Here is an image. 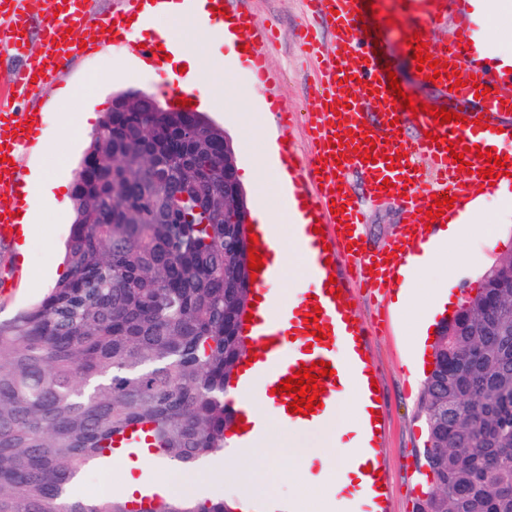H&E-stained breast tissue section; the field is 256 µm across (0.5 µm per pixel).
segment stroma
Instances as JSON below:
<instances>
[{"label":"stroma","instance_id":"stroma-1","mask_svg":"<svg viewBox=\"0 0 512 512\" xmlns=\"http://www.w3.org/2000/svg\"><path fill=\"white\" fill-rule=\"evenodd\" d=\"M224 2L228 12L245 9L252 13L258 35L251 38L250 44L255 52L265 56L269 77L252 78L238 54L237 41L220 36L203 39L202 48L209 55L210 79L221 87L225 100L223 108L207 110L206 115L223 128L234 147L237 175L243 181L249 209H256L261 202L274 208L278 205L275 195L270 193L265 200H258L251 180L254 172L265 169L267 159L280 157L283 132L276 114L270 110L271 101H279L293 113L292 145L301 161L311 157L306 121L315 104V73L296 45V32L313 22L305 12L303 0ZM415 21V16L406 12L403 0H377L375 11L364 13L362 23L385 26L383 47L392 58L397 77L411 88L416 99L436 107L456 108L459 102L448 92L419 80L412 62L402 51V34ZM112 59L121 63L122 77L100 87L93 83L102 66L100 59L78 56L64 65L61 85L45 91V100L55 101L56 106L44 113V139L34 142L22 156L25 172L39 171L50 178L74 181L75 167L89 140L65 134V121L89 108L97 116H104L112 108L115 93L121 90L155 93L157 79L142 67L132 47L113 50ZM63 85H78L82 91L62 98L58 92ZM347 181L366 213L362 232L367 248L379 253L387 251L402 223L400 198L394 196L380 204L372 203L364 174L354 169L349 171ZM73 204L71 189L57 190L54 210L43 217L28 251L9 261L0 259V320H10L38 303L63 273V250L74 220ZM511 252L512 223L495 225L493 238L475 233L449 250L446 257L436 260L423 274V284L429 290L445 289L454 303H461L464 293L474 291L483 274ZM347 286L355 317L367 320L372 327L371 350L389 421L383 456L391 475L393 509L412 512L414 487L425 470L421 450L427 440L421 413L424 381L407 365L408 345L417 331L416 316L400 311L392 293L372 297L356 275H349Z\"/></svg>","mask_w":512,"mask_h":512}]
</instances>
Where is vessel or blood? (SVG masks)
I'll list each match as a JSON object with an SVG mask.
<instances>
[{
	"label": "vessel or blood",
	"instance_id": "b4317fda",
	"mask_svg": "<svg viewBox=\"0 0 512 512\" xmlns=\"http://www.w3.org/2000/svg\"><path fill=\"white\" fill-rule=\"evenodd\" d=\"M111 16L99 19L96 38H86L88 19L94 12V0H62L57 14L40 30L31 23L39 0H6L0 7V52L21 59L9 82L10 89L20 97L37 98L46 84L57 79V69L80 51L93 54L110 41L113 33L123 29L130 19L154 24L171 17L174 11L199 13L209 25L229 26L240 32H250V13L241 11L226 16L224 0H116ZM358 0H305L307 14L329 23L335 46L324 51L318 33L306 28L299 34L301 47L311 61L317 81L314 87L316 105L308 116L312 145L310 168L294 162L295 152L284 146L285 166L300 204L303 223L294 225L293 240L303 262L306 276L315 283V291L301 288L288 305H279L270 295L268 286L279 279L282 267L276 259L278 233L275 225L254 224L251 234L256 237V249L264 256L253 283L256 298L251 323L245 333L264 342L265 347L248 365L239 370L237 381L248 386L256 374H264L268 388L279 387L302 365L317 361L328 362L331 375L319 378L323 392L319 408L309 415L290 412V396H275L276 421L289 430L316 426L334 412L336 394L343 387L346 375H353L356 401L360 410L357 434L360 449L340 459L339 470L350 481L347 502L359 503L358 512H393L391 479L381 459L382 441L388 418L379 401L380 389L371 384L377 375L370 357V326L354 320L349 293H338L329 276L337 263L345 262L359 270L365 287L374 293L392 288L387 265L380 255L364 250L361 226L364 213L350 189L344 188L343 176L353 166L363 167L370 179L369 197L382 202L388 197L385 183H392L401 192L404 203V223L394 241L397 251L394 262H401L407 253L427 243L428 234L419 222V213L434 208L436 197L449 196L465 200L470 189L481 183L480 169L487 162L477 159V150H489L497 140V127L483 128L471 122L438 125L425 113L411 114L400 108L399 97L389 91L386 70L391 58L375 51L372 43L350 26ZM433 14L423 15L413 29L420 33L424 53L430 60L441 63L440 73L424 68L423 76L434 77L436 85L451 89L456 98L469 103L479 101L484 112L511 113L512 96L498 92L495 74L489 70L473 72L466 67L464 42L438 46L431 42L428 30ZM40 36V51L30 54L32 34ZM173 44L156 37L137 49L143 65L162 76L167 88V105L173 111H197L198 94L187 90L191 82L187 73L169 75L167 57ZM485 94H477V87ZM189 96L188 105L179 97ZM416 119L421 135L405 138L401 123ZM41 114L0 110V183L10 186L8 195L0 194V250L10 251L17 234L15 215L19 195L26 187V175L20 159L35 138V127L41 124ZM463 142L466 152L463 163H455L448 151L449 143ZM370 152V162H362L363 152ZM315 319L321 328L313 336L306 326ZM237 436L246 442L260 441L265 429L253 410L237 402L232 406ZM114 449H134L138 453L156 455L147 427L136 426L128 433L115 436Z\"/></svg>",
	"mask_w": 512,
	"mask_h": 512
}]
</instances>
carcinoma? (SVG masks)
I'll return each mask as SVG.
<instances>
[{
    "label": "carcinoma",
    "instance_id": "obj_1",
    "mask_svg": "<svg viewBox=\"0 0 512 512\" xmlns=\"http://www.w3.org/2000/svg\"><path fill=\"white\" fill-rule=\"evenodd\" d=\"M224 130L199 112H107L74 187L66 271L0 322V512H233L220 499L74 488L150 427L181 472L227 447L247 354L246 198L215 217ZM123 174L112 193V168ZM512 253L438 331L414 512H512ZM126 432H129V435H126ZM148 432V428L141 425L129 428L114 437L113 447L115 450L131 448L138 453H148L150 456L156 457L157 448L150 447L152 438Z\"/></svg>",
    "mask_w": 512,
    "mask_h": 512
}]
</instances>
